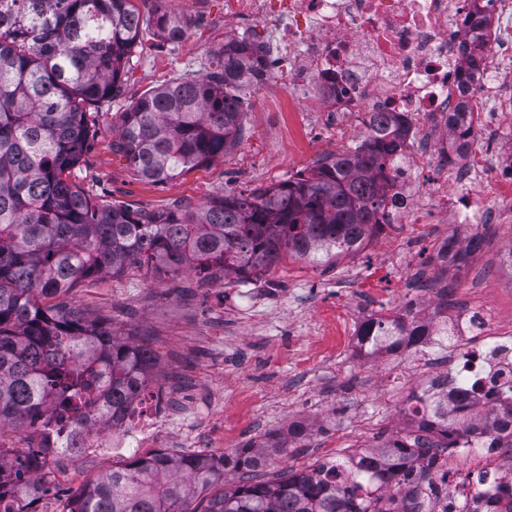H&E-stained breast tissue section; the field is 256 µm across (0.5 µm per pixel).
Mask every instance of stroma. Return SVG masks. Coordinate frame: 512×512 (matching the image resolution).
<instances>
[{
    "label": "stroma",
    "mask_w": 512,
    "mask_h": 512,
    "mask_svg": "<svg viewBox=\"0 0 512 512\" xmlns=\"http://www.w3.org/2000/svg\"><path fill=\"white\" fill-rule=\"evenodd\" d=\"M165 6L190 19L191 28L180 42L147 33L133 48L128 80L105 108L96 138L71 173L73 183L103 201L165 210L282 182L341 151L332 131L310 134L314 113L274 111L285 93L266 81L245 88L244 136L224 156L167 184L142 181L112 151L123 112L179 74L212 71L224 45V0H166ZM494 202L501 221L484 229L481 249L460 270L436 267L432 251L451 234L466 243L474 227L386 224L360 252L327 266L286 259L257 279L210 282L192 272L147 277L133 270L82 284L69 301L85 315L108 317L114 333L154 351L153 380L176 394L178 426L193 435L185 446L162 435L160 450L229 454L299 421L308 438L275 467L301 469L372 447L378 434L406 432L401 409L408 395L456 358L455 351L432 347L355 357L348 342L370 316L427 306L455 291L463 302L491 307L496 328H512V277L502 268L512 251V202L503 193ZM314 280L323 292L313 291ZM250 288L257 301L245 309L239 295ZM128 460L108 448L59 459L45 478L41 512H59L61 497Z\"/></svg>",
    "instance_id": "1"
}]
</instances>
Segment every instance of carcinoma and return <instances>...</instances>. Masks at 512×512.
<instances>
[{
  "mask_svg": "<svg viewBox=\"0 0 512 512\" xmlns=\"http://www.w3.org/2000/svg\"><path fill=\"white\" fill-rule=\"evenodd\" d=\"M188 19L156 5L144 16L133 0H0V429L28 432L27 449L0 443L17 500L46 492L49 463L79 452L44 436L54 404L75 414L76 430L118 425L151 378L153 353L119 336L108 319L70 306L71 289L130 270L155 275L193 271L204 280L258 277L287 255L326 264L356 252L379 226V176L405 144L396 119L370 118L353 150L270 187L215 196L167 210L106 203L68 180L97 134L104 106L122 93L126 64L147 30L182 39ZM262 58L246 41L217 53L202 77L181 76L131 102L112 152L151 184L176 180L238 144L243 88ZM482 237L462 249L472 254ZM425 326L397 336L389 318H369L360 335L394 348L422 345ZM403 412L414 426L336 462L271 477L265 466L302 438L269 432L236 449V477L226 455L156 452L112 469L68 494L60 512H420L408 471H424L471 438L512 450V406L466 412L465 399L413 397ZM355 469L360 479L341 478Z\"/></svg>",
  "mask_w": 512,
  "mask_h": 512,
  "instance_id": "carcinoma-1",
  "label": "carcinoma"
}]
</instances>
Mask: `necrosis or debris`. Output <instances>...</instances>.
<instances>
[{
	"label": "necrosis or debris",
	"instance_id": "obj_1",
	"mask_svg": "<svg viewBox=\"0 0 512 512\" xmlns=\"http://www.w3.org/2000/svg\"><path fill=\"white\" fill-rule=\"evenodd\" d=\"M267 28L266 67L289 93L291 112H387L403 117L408 145L387 162L383 224H426L419 175L435 173L438 205L464 227L486 221L489 207L477 177L493 160L497 181L512 184V155L501 147L457 153L447 126L429 120L461 113L475 124L479 113L498 110L499 88L512 77V0H224V27ZM480 39L484 68L466 80L459 46ZM315 100H307V88ZM481 337L460 362L441 372L438 388L467 390L472 411L512 403V331L495 330L492 313L453 305L447 321L430 331L434 343ZM168 395L151 385L125 411L119 428L104 425L81 438L82 451L146 448L170 426ZM503 478L490 467L459 482L438 457L430 480L414 483L424 512H457L461 502L492 499Z\"/></svg>",
	"mask_w": 512,
	"mask_h": 512
}]
</instances>
